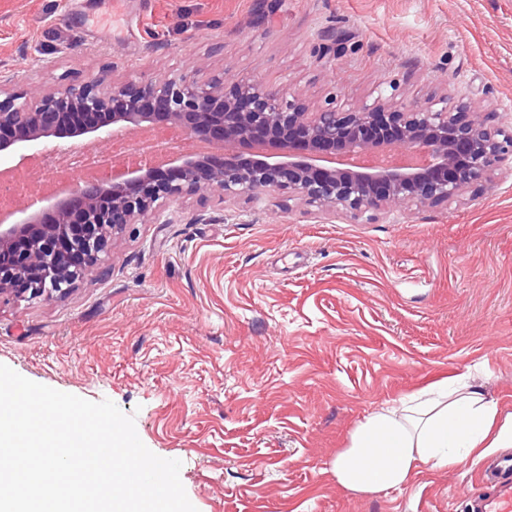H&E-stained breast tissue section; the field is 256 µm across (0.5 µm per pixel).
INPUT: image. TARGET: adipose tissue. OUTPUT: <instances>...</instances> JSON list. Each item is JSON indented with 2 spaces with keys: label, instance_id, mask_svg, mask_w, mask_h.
I'll return each mask as SVG.
<instances>
[{
  "label": "adipose tissue",
  "instance_id": "1",
  "mask_svg": "<svg viewBox=\"0 0 512 512\" xmlns=\"http://www.w3.org/2000/svg\"><path fill=\"white\" fill-rule=\"evenodd\" d=\"M512 442V415L473 385L449 377L368 415L340 449L331 473L360 493L399 490L421 465L454 468Z\"/></svg>",
  "mask_w": 512,
  "mask_h": 512
}]
</instances>
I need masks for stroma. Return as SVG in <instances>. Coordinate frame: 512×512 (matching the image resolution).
<instances>
[{
    "instance_id": "obj_1",
    "label": "stroma",
    "mask_w": 512,
    "mask_h": 512,
    "mask_svg": "<svg viewBox=\"0 0 512 512\" xmlns=\"http://www.w3.org/2000/svg\"><path fill=\"white\" fill-rule=\"evenodd\" d=\"M193 57L317 101L381 80L425 97L444 77L512 109V0H0V66L25 85ZM278 202L188 197L181 223L127 226L65 298L0 297V364L134 416L150 451L181 461L197 512H462L480 461L371 495L330 468L370 412L451 373L512 414V169L481 196L375 221Z\"/></svg>"
}]
</instances>
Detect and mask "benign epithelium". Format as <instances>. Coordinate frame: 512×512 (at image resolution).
I'll list each match as a JSON object with an SVG mask.
<instances>
[{
    "instance_id": "1",
    "label": "benign epithelium",
    "mask_w": 512,
    "mask_h": 512,
    "mask_svg": "<svg viewBox=\"0 0 512 512\" xmlns=\"http://www.w3.org/2000/svg\"><path fill=\"white\" fill-rule=\"evenodd\" d=\"M185 66L138 79L92 74L77 83L23 87L0 69V159L26 152L66 153L89 139L107 153L141 127H173L214 141L222 152L197 159L181 151L162 166L126 165L112 183L73 180L50 206H35L29 189L0 224V296L54 300L109 256L112 235L128 224H172L173 205L210 194L222 209L239 200L282 197L281 212L373 221L381 215L436 208L467 193L482 194L495 173L512 167V126L493 119L495 107L474 108L443 89L410 98L395 82L377 84L369 101L336 105V93L309 99L290 79L270 85L225 70L210 77ZM389 148L417 152L425 165L360 172L326 162Z\"/></svg>"
}]
</instances>
